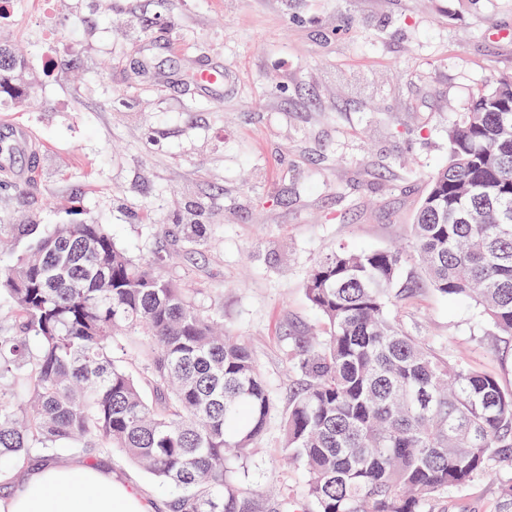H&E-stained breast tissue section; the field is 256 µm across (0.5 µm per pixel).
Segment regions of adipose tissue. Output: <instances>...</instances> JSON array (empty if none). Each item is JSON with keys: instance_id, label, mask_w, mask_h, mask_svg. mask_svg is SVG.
I'll list each match as a JSON object with an SVG mask.
<instances>
[{"instance_id": "obj_1", "label": "adipose tissue", "mask_w": 512, "mask_h": 512, "mask_svg": "<svg viewBox=\"0 0 512 512\" xmlns=\"http://www.w3.org/2000/svg\"><path fill=\"white\" fill-rule=\"evenodd\" d=\"M0 512H152L131 484L98 466L67 460L27 470Z\"/></svg>"}]
</instances>
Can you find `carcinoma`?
<instances>
[{
  "mask_svg": "<svg viewBox=\"0 0 512 512\" xmlns=\"http://www.w3.org/2000/svg\"><path fill=\"white\" fill-rule=\"evenodd\" d=\"M21 69L0 48V92ZM0 235L15 243L0 256V469L117 450L158 480L168 512H253L238 473L275 400L241 337L162 258L135 261L94 220ZM411 251L441 295L475 300L512 337L511 74L491 76L448 130ZM404 259L343 247L306 278L324 331L287 353L283 450L306 481L286 512H432L512 460V387L391 316ZM498 512H512V479Z\"/></svg>",
  "mask_w": 512,
  "mask_h": 512,
  "instance_id": "carcinoma-1",
  "label": "carcinoma"
}]
</instances>
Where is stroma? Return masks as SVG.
I'll return each mask as SVG.
<instances>
[{
  "instance_id": "obj_1",
  "label": "stroma",
  "mask_w": 512,
  "mask_h": 512,
  "mask_svg": "<svg viewBox=\"0 0 512 512\" xmlns=\"http://www.w3.org/2000/svg\"><path fill=\"white\" fill-rule=\"evenodd\" d=\"M0 47L26 63L0 94V135L34 137L0 172V224L108 225L136 260L195 289L245 336L276 401L240 475L259 512L305 475L282 453L289 348L323 327L304 290L340 247L407 248L448 130L492 75L512 73V0H22ZM173 41V53L163 44ZM224 69L216 97L188 73ZM205 234L188 243L184 228ZM391 312L512 384V337L473 301L441 296L416 260ZM97 465L166 512L158 481L120 453ZM479 479L434 512H495Z\"/></svg>"
}]
</instances>
